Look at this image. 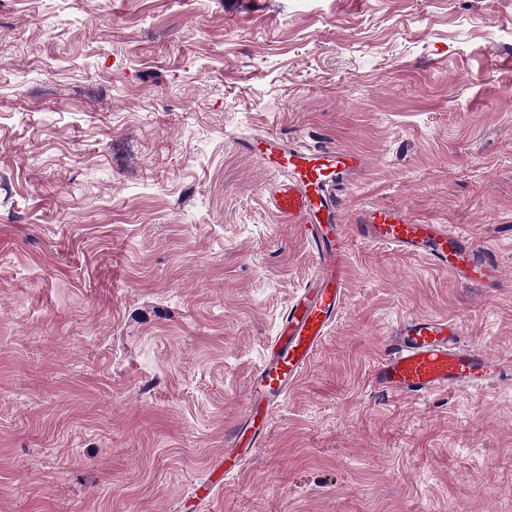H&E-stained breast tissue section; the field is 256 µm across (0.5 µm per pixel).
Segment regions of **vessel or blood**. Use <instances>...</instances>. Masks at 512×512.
<instances>
[{"instance_id":"vessel-or-blood-1","label":"vessel or blood","mask_w":512,"mask_h":512,"mask_svg":"<svg viewBox=\"0 0 512 512\" xmlns=\"http://www.w3.org/2000/svg\"><path fill=\"white\" fill-rule=\"evenodd\" d=\"M240 148L263 156L271 168L282 172V180L270 189L274 210L282 222L300 226L317 270L313 282L289 302L250 380L241 421L227 441L228 476L244 456L262 446L273 410L305 372L339 314L350 269L340 222L343 196L350 180L365 167L359 152L330 146L301 149L272 135L242 142ZM354 231L372 245L425 259L458 280L498 286L497 254L454 226L421 224L404 208L382 206L359 211ZM462 336L461 321L452 317L401 318L371 371L372 383L395 394L423 397L454 387H480L505 374V366L492 361L486 349L464 344Z\"/></svg>"}]
</instances>
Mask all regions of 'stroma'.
I'll return each mask as SVG.
<instances>
[{"label": "stroma", "mask_w": 512, "mask_h": 512, "mask_svg": "<svg viewBox=\"0 0 512 512\" xmlns=\"http://www.w3.org/2000/svg\"><path fill=\"white\" fill-rule=\"evenodd\" d=\"M362 153L498 254L491 292L350 240L341 311L232 478L315 258L241 141ZM409 315L512 364V0H0V512H512V382L370 373Z\"/></svg>", "instance_id": "obj_1"}]
</instances>
